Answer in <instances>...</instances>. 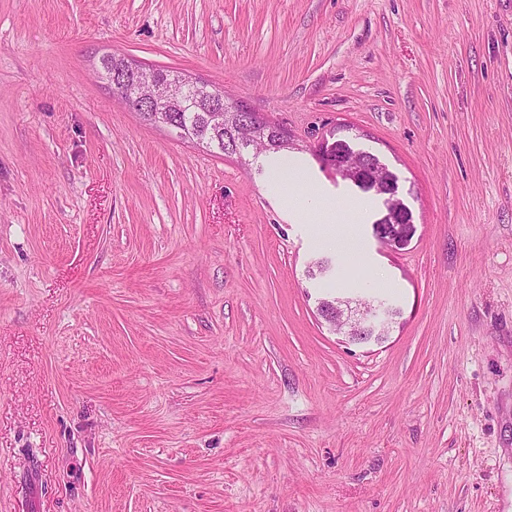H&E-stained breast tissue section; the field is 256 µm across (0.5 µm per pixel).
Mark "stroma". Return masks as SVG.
Returning <instances> with one entry per match:
<instances>
[{
	"label": "stroma",
	"mask_w": 512,
	"mask_h": 512,
	"mask_svg": "<svg viewBox=\"0 0 512 512\" xmlns=\"http://www.w3.org/2000/svg\"><path fill=\"white\" fill-rule=\"evenodd\" d=\"M111 52L283 126L361 275L308 278L303 198L144 123ZM351 288L383 342L318 314ZM0 512H512V0H0ZM368 182L372 183V187L383 197L384 212L375 220L374 223L386 224L391 220L396 212L398 202H401L398 189L389 185L385 186L383 183L375 182L372 178H367ZM317 310L346 344H364L377 324L390 321L397 307H387L382 301L370 302L349 296L320 298Z\"/></svg>",
	"instance_id": "obj_1"
}]
</instances>
